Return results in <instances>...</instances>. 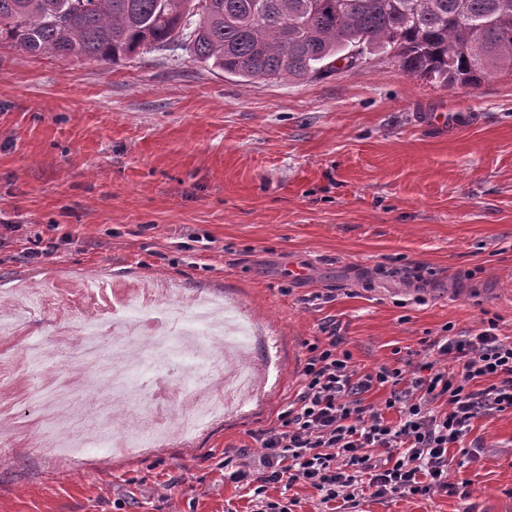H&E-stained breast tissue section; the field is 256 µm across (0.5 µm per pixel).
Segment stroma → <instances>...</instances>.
Instances as JSON below:
<instances>
[{"label":"stroma","mask_w":512,"mask_h":512,"mask_svg":"<svg viewBox=\"0 0 512 512\" xmlns=\"http://www.w3.org/2000/svg\"><path fill=\"white\" fill-rule=\"evenodd\" d=\"M471 113L455 133L436 125ZM0 512H252L224 460L298 391L306 345L336 331L359 368L418 364L426 339L512 336V73L448 88L390 55L299 82L242 81L184 51L117 64L0 47ZM65 245L39 258L35 239ZM163 280L242 308L271 377L242 409L133 456L31 455L41 372L72 325L49 306L88 279ZM40 343L41 370L20 351ZM351 512H512V412L448 451V489Z\"/></svg>","instance_id":"35a3bbf8"}]
</instances>
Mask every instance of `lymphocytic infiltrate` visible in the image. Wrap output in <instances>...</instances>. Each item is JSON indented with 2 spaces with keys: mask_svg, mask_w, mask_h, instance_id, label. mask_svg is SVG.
I'll return each instance as SVG.
<instances>
[{
  "mask_svg": "<svg viewBox=\"0 0 512 512\" xmlns=\"http://www.w3.org/2000/svg\"><path fill=\"white\" fill-rule=\"evenodd\" d=\"M488 319L471 336H438L427 362L359 371L336 335L307 346L299 389L276 423L255 436L260 466L226 472L253 489L256 512H289L268 485L303 481L323 503L355 506L365 492L425 496L448 488V450L478 416L512 410V339ZM385 389L383 407L367 393ZM397 421H389L388 411Z\"/></svg>",
  "mask_w": 512,
  "mask_h": 512,
  "instance_id": "1",
  "label": "lymphocytic infiltrate"
}]
</instances>
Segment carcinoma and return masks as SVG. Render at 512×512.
Here are the masks:
<instances>
[{
  "label": "carcinoma",
  "instance_id": "carcinoma-1",
  "mask_svg": "<svg viewBox=\"0 0 512 512\" xmlns=\"http://www.w3.org/2000/svg\"><path fill=\"white\" fill-rule=\"evenodd\" d=\"M0 46L118 63L185 50L244 79L296 81L382 51L446 86L512 72V0H0Z\"/></svg>",
  "mask_w": 512,
  "mask_h": 512
}]
</instances>
